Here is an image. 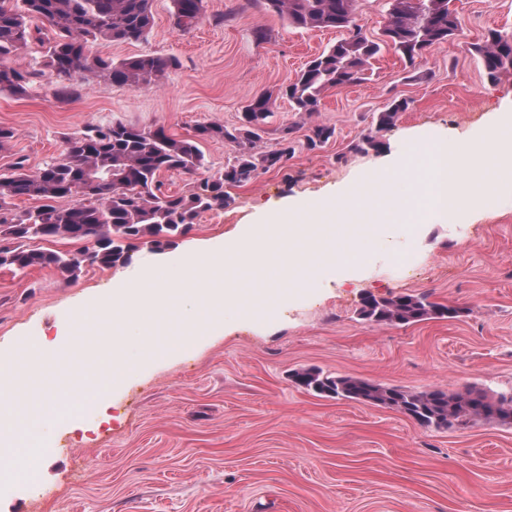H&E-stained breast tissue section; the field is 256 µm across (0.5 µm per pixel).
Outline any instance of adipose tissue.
Returning a JSON list of instances; mask_svg holds the SVG:
<instances>
[{
	"instance_id": "adipose-tissue-1",
	"label": "adipose tissue",
	"mask_w": 512,
	"mask_h": 512,
	"mask_svg": "<svg viewBox=\"0 0 512 512\" xmlns=\"http://www.w3.org/2000/svg\"><path fill=\"white\" fill-rule=\"evenodd\" d=\"M416 141L439 156L438 172L430 185L434 216L442 217L451 212L464 218L484 204L491 182L489 161L512 159V111L497 113L476 140H452L423 133ZM166 294V289L154 286L151 273L146 271L138 280L118 283L104 306L119 314L142 301H164ZM46 357L61 361L66 353L56 346L40 353L21 345L10 357H0V405L14 397L19 381Z\"/></svg>"
}]
</instances>
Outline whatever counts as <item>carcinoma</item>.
<instances>
[{
    "mask_svg": "<svg viewBox=\"0 0 512 512\" xmlns=\"http://www.w3.org/2000/svg\"><path fill=\"white\" fill-rule=\"evenodd\" d=\"M152 0H0V92L17 98L28 96L32 73L1 60L31 42L43 49L45 66L62 84L59 95H72L70 81L78 76L109 80L133 88L160 82L176 66L170 58L139 55L120 61L92 52L99 41L138 42L153 24ZM175 25L193 29L203 14V0H172ZM452 0H391L383 38L373 40L356 24V0H263L265 9L283 17L289 25L306 30H339L340 39L309 60L296 79L279 91L294 111L311 117L320 96L329 87L361 81L382 48L393 49L412 63L430 47L447 42L458 29ZM484 75L494 82L512 70V35L490 31L474 44ZM269 94L253 96L245 106L242 123L228 128L207 122L192 135L176 138L165 128L146 130L121 122L88 127L67 140L60 157L29 171L20 159L9 172L0 174V267L24 272L53 266L67 277L85 268L124 266L130 261L133 242L145 239L162 250L186 234L197 217L221 210L229 202L227 189L252 183L260 173L282 170L294 157L296 128L280 132L276 147L257 150L271 110ZM408 101L395 100L376 118V131L389 130L405 111ZM303 145L321 147L335 129L304 122ZM224 141L236 150L234 161L214 176L203 178L183 193L162 190L160 175L178 171L194 173L206 167L200 144ZM380 141L366 134L353 141L350 150L366 153ZM26 197L41 205L23 211L10 208V200ZM77 201L63 205L67 198ZM71 239L93 243L90 253L80 249L61 253L33 241ZM461 309L431 302L425 296L401 294L390 298L366 296L361 319L406 326L434 318H456ZM298 385L319 395L347 399L379 407L395 408L420 425L449 428L483 420L512 424V393L489 395L469 387L449 393L443 389L408 391L351 376H330L315 369L296 375Z\"/></svg>",
    "mask_w": 512,
    "mask_h": 512,
    "instance_id": "cac0c4a2",
    "label": "carcinoma"
}]
</instances>
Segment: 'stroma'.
Masks as SVG:
<instances>
[{
  "label": "stroma",
  "instance_id": "1",
  "mask_svg": "<svg viewBox=\"0 0 512 512\" xmlns=\"http://www.w3.org/2000/svg\"><path fill=\"white\" fill-rule=\"evenodd\" d=\"M454 6L459 29L448 42L412 64L382 49L365 80L322 93L312 119L336 131L325 147L297 148L287 170L230 189L224 209L202 213L165 250L140 242L128 265L89 268L73 280L52 267L0 268V353L21 340L69 349L63 366L36 370L20 387L14 416L36 424L52 445L38 471L17 475L14 490L0 494V512H512L511 425L425 427L394 409L319 396L293 379L315 367L415 391H512V168L493 171L481 210L437 223L395 212L390 201L402 190L393 179L390 193L365 204L384 232L361 242L356 280L317 278L251 315L225 310L223 333L171 348L199 316L178 289L181 249L229 241L237 225L263 222L284 202L312 205L385 158L409 157L413 132L474 139L512 108V71L488 82L472 50L488 30L512 33V0ZM152 11L143 40L93 50L116 61L175 59L157 85L93 79L79 95L59 99L39 47L20 50L13 62L34 83L23 99L0 93V126L16 132L0 151V173L20 157L37 171L92 124L161 126L178 137L201 123L237 127L249 98L294 81L339 37L289 26L261 0H204L203 19L188 32L176 28L172 0H152ZM398 99L408 107L394 127L377 132L380 148L351 152V142L376 132L378 112ZM201 149L206 172L162 174L165 190L186 191L235 156L222 141ZM146 270L169 288V307L131 309L118 326L100 316L71 323L76 309ZM404 293L463 314L409 326L360 319L365 296ZM92 349L102 366L116 351L140 362L79 413L68 390L88 380L75 362Z\"/></svg>",
  "mask_w": 512,
  "mask_h": 512
}]
</instances>
